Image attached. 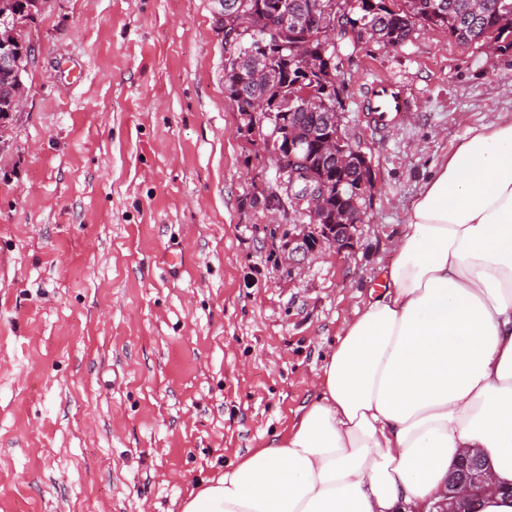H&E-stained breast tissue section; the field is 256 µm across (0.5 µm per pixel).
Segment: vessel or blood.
Wrapping results in <instances>:
<instances>
[{"label": "vessel or blood", "instance_id": "vessel-or-blood-1", "mask_svg": "<svg viewBox=\"0 0 512 512\" xmlns=\"http://www.w3.org/2000/svg\"><path fill=\"white\" fill-rule=\"evenodd\" d=\"M414 97L400 80L379 77L363 90L360 108L367 122L376 130H390L403 123L412 111Z\"/></svg>", "mask_w": 512, "mask_h": 512}]
</instances>
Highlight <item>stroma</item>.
Listing matches in <instances>:
<instances>
[{
	"label": "stroma",
	"mask_w": 512,
	"mask_h": 512,
	"mask_svg": "<svg viewBox=\"0 0 512 512\" xmlns=\"http://www.w3.org/2000/svg\"><path fill=\"white\" fill-rule=\"evenodd\" d=\"M26 35L25 107L0 144V512H178L291 429L434 164L512 116V52L438 29L343 50L342 129L375 189L353 250L292 275L211 0H49ZM379 76L417 105L376 136L359 101Z\"/></svg>",
	"instance_id": "obj_1"
}]
</instances>
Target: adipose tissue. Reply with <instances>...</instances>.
Masks as SVG:
<instances>
[{"instance_id": "obj_1", "label": "adipose tissue", "mask_w": 512, "mask_h": 512, "mask_svg": "<svg viewBox=\"0 0 512 512\" xmlns=\"http://www.w3.org/2000/svg\"><path fill=\"white\" fill-rule=\"evenodd\" d=\"M394 254L291 430L180 512H428L468 448L492 468L477 512H512V119L441 159Z\"/></svg>"}]
</instances>
